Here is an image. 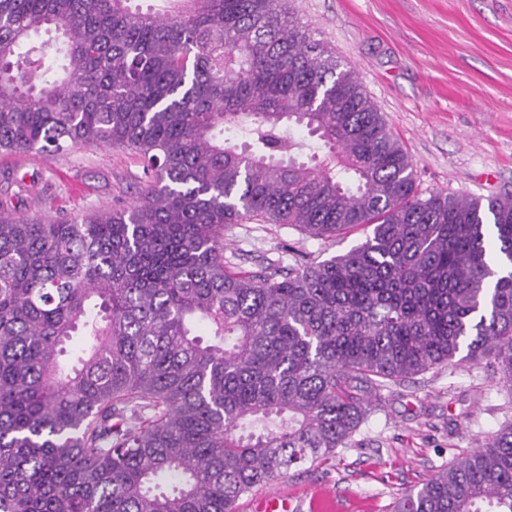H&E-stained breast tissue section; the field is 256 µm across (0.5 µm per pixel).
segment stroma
Masks as SVG:
<instances>
[{"label": "stroma", "mask_w": 512, "mask_h": 512, "mask_svg": "<svg viewBox=\"0 0 512 512\" xmlns=\"http://www.w3.org/2000/svg\"><path fill=\"white\" fill-rule=\"evenodd\" d=\"M301 25L353 70L413 161L422 196L512 194V0H295ZM151 179L121 147L0 156V211L35 218L120 206ZM355 229L312 239L285 224L247 222L225 235L242 268L289 252L323 261L364 241ZM512 422V395L488 363L442 365L382 390L349 447L289 471L239 501L285 493L311 512H390L407 491Z\"/></svg>", "instance_id": "35a3bbf8"}]
</instances>
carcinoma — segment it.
I'll return each mask as SVG.
<instances>
[{"label": "carcinoma", "instance_id": "cac0c4a2", "mask_svg": "<svg viewBox=\"0 0 512 512\" xmlns=\"http://www.w3.org/2000/svg\"><path fill=\"white\" fill-rule=\"evenodd\" d=\"M130 2L0 0V152L117 146L155 179L67 220L0 212V512H238L391 384L485 359L512 392V196L421 197L290 0ZM245 221L372 233L243 270ZM392 512H512V422Z\"/></svg>", "mask_w": 512, "mask_h": 512}]
</instances>
